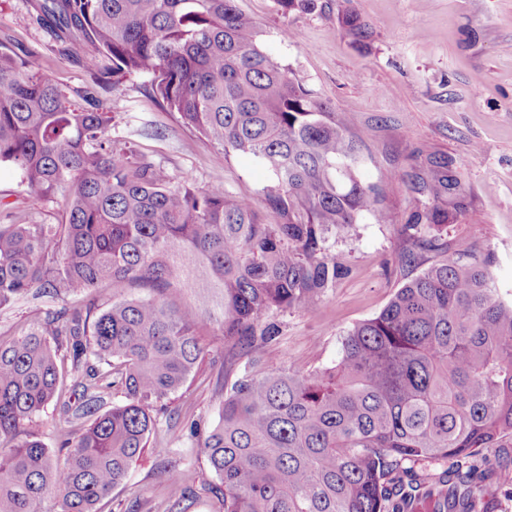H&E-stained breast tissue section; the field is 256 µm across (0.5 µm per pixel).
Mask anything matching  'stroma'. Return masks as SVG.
Here are the masks:
<instances>
[{
    "instance_id": "obj_1",
    "label": "stroma",
    "mask_w": 512,
    "mask_h": 512,
    "mask_svg": "<svg viewBox=\"0 0 512 512\" xmlns=\"http://www.w3.org/2000/svg\"><path fill=\"white\" fill-rule=\"evenodd\" d=\"M38 0H0V45L38 56L67 100L82 95L105 66L104 58L65 56L62 44L37 20ZM259 28V47L289 66L320 100L347 116L361 149L359 174L378 186L393 221L365 217L351 236L337 240L351 274L313 308L283 312L275 345L256 354L262 370L306 373L334 365L344 332L377 316L405 278L419 274L438 254L422 251L417 263L400 261L408 243L402 226L434 203L412 191L407 175L431 155L453 161L462 206L447 224L428 230L452 258L488 262L503 300H512V0H317L311 11L283 12L277 0H235ZM357 16L368 34L355 39L344 25ZM118 138L125 123H148L151 136L137 150L166 172L197 186L223 184L237 196L261 201L272 174L257 158L234 155L216 165V146L182 127L149 89L145 76L113 87ZM42 224L62 219L59 204L33 197L19 172L0 164V223L7 213ZM46 299L27 297L0 310V341L19 338L36 324ZM208 355L160 416L145 451L100 512H219L218 478L200 444L218 418L224 389V342L211 326L200 329ZM197 435H190V424ZM164 455H157V448ZM501 448H485L469 462L484 473V502L491 512H512V484L499 480ZM186 477L187 494L164 480L167 463Z\"/></svg>"
}]
</instances>
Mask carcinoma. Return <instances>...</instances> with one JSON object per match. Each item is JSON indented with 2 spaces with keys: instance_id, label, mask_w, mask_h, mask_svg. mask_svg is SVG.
Instances as JSON below:
<instances>
[{
  "instance_id": "obj_1",
  "label": "carcinoma",
  "mask_w": 512,
  "mask_h": 512,
  "mask_svg": "<svg viewBox=\"0 0 512 512\" xmlns=\"http://www.w3.org/2000/svg\"><path fill=\"white\" fill-rule=\"evenodd\" d=\"M38 18L67 52L112 65L89 106L72 108L38 57L0 45V164L65 203L59 224H0V308L86 297L0 344V512H99L204 357L205 319L224 337L219 419L201 444L224 512H400L391 475L404 462L512 447V301L485 260L432 262L343 334L331 367L255 369L253 353L281 334L275 315L314 306L351 273L336 239L367 214L392 216L359 177L347 119L259 48L235 0H40ZM131 75L217 145L216 163L264 159L262 204L110 138L106 94ZM409 182L433 201L459 189L445 156ZM433 224L437 212L414 214L403 233L422 244ZM111 391L123 401L105 410ZM52 402L70 426L61 465L41 441H16ZM428 482L425 512H473L483 498L473 470L450 465Z\"/></svg>"
}]
</instances>
